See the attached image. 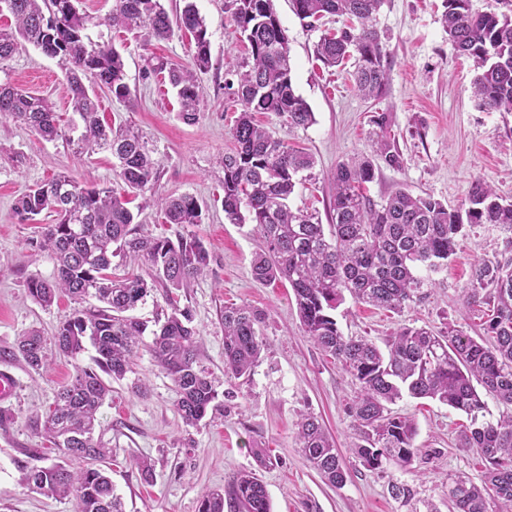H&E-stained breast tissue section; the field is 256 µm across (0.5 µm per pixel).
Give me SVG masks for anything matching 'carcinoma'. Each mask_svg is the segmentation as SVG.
I'll use <instances>...</instances> for the list:
<instances>
[{
	"mask_svg": "<svg viewBox=\"0 0 512 512\" xmlns=\"http://www.w3.org/2000/svg\"><path fill=\"white\" fill-rule=\"evenodd\" d=\"M15 28L0 29V62L11 58L24 41L64 66L71 104L81 120L77 138H68L78 154L106 150L116 159L113 171L130 192L156 206L165 223L194 226L203 211L191 195L145 197L156 174L146 143L129 128L114 129L99 115L96 89L123 100L129 95L125 62L112 46L93 42L86 30L92 18L79 11L78 0H4ZM227 12L248 44L249 58L227 83L242 103L230 135L232 152L224 154V213L235 223L250 220L264 239L253 261L260 282H287L292 289L302 330L325 355L336 359L358 384L349 407L359 430L354 454L369 470L394 461L405 467L415 455L416 425L396 416L389 405L402 397L430 398L466 415L459 447L474 451L484 466L477 484L464 476L448 482L452 512H490L494 498L512 502V415L486 418V399L512 406V257L481 259L472 270L468 303L483 308L484 335L474 338L452 326L435 333L403 326L381 350L364 336L348 337L337 327L332 311L349 293L356 302L400 312L421 297L426 280L421 270L436 272L460 245L465 224H495L512 232V202L487 183L472 182L465 208L450 210L431 197L399 190L376 204L364 194L374 178L372 159L353 158L337 164L332 175V224H321L307 210L294 209L290 198L300 175L313 168V157L275 138L255 119L272 114L290 128H306L314 113L295 93L288 39L273 0H226ZM296 13L313 25L327 16H345L351 23L324 35L316 46L327 66L358 57L355 85L365 97L378 96L387 80L388 53L374 27L384 0H293ZM443 24L448 42L473 59L477 69L474 94L482 107L512 112V18L493 10L474 12L470 0H444ZM107 26L146 32L170 39L176 32L193 37V68L182 69L158 59L148 60L149 73H168L176 90L178 115L187 124L198 121L202 86L197 74L211 64L205 18L193 0H184L175 16L161 0H114ZM91 82L86 87L83 79ZM0 120L28 128L44 140L66 136L48 98L25 88L0 84ZM372 153L390 168L401 169L403 158L387 140L389 117L373 116ZM130 200L110 187L82 184L66 174L27 187L14 212L34 221L45 211L57 222L42 226L38 248L54 260L51 280L27 282L30 296L43 307L65 296L77 308L61 321L52 341L38 330L18 336L15 350L29 368H47L53 353L76 357L90 344L95 355L76 366L71 380L56 393L31 427L49 443L31 456L54 461L23 467L24 484L48 496H71L77 512H124L108 473L111 449L95 436L98 415L111 396V382L133 372L140 351L172 380L175 409L187 426L196 427L220 407L215 381L203 365L198 329L189 309L178 301L210 262V251L197 235L173 241L134 226ZM142 259L147 276H112V258ZM165 288L170 312L164 321L148 322L128 315L157 287ZM89 297L100 306L84 310ZM265 313L247 307L224 309V373L248 378L266 346ZM299 447L311 466L332 486H343L349 470L335 442L311 414L297 423ZM271 512L264 484L250 471L233 480L225 495L208 491L198 512Z\"/></svg>",
	"mask_w": 512,
	"mask_h": 512,
	"instance_id": "obj_1",
	"label": "carcinoma"
}]
</instances>
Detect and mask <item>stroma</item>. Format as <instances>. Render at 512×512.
Here are the masks:
<instances>
[{
	"mask_svg": "<svg viewBox=\"0 0 512 512\" xmlns=\"http://www.w3.org/2000/svg\"><path fill=\"white\" fill-rule=\"evenodd\" d=\"M112 2L81 0L79 5L97 20L88 29L91 39L113 45L125 59L130 94L123 101L101 94V116L111 126L129 125L143 135L158 162L156 195L188 194L203 208V222L194 231L209 248L211 262L206 274L180 291L179 299L192 310L204 363L222 403L206 424L186 426L175 411L172 381L145 352L135 375L113 383L112 397L100 410V432L112 450V482L125 512H198L203 491L228 489L242 471L263 482L272 512H449V475L477 482L482 474L476 454L457 446L465 415L435 400L402 397L390 409L414 419L418 455L408 467L390 464L381 472L362 467L351 450L357 441L348 413L351 377L304 336L291 288L254 279L252 264L262 239L253 224L231 223L224 213L219 160L233 147L229 129L241 110L227 83L249 56L224 11V0H195L207 21L211 67L199 76L203 99L194 124L179 119L167 79L145 74L153 57L191 67L192 37L158 40L102 25ZM273 4L288 37L293 87L315 117L304 129L288 128L270 114L260 117L274 137L305 148L315 160L311 178L295 189L293 206L317 212L322 223H330L329 176L339 162L370 153L369 120L381 112L389 116L390 134L404 164L396 170L376 161L367 185L374 202L405 190L458 209L477 179L512 201V112L478 106L473 64L456 55L441 23L443 0H385L376 27L389 54L388 80L374 98L355 88L356 57L328 68L315 56L322 34L339 28L337 17L311 28L296 14L292 0ZM7 83L49 98L61 126L74 120L58 59L25 46L0 62V84ZM61 172L100 186L115 183L109 152L79 155L64 139L44 141L24 126L0 124V370L13 373L17 382L13 396L0 402V411L10 417L0 427V512H75L73 498H52L25 487L21 468L32 462L30 449L44 445L31 429L30 417L44 413L77 363L89 358L57 355L49 369L37 373L11 355L24 331L36 328L53 335L73 309L65 299L41 307L26 288L30 278L54 276L53 260L35 245L41 225L53 223V215L42 214L27 224L13 212L25 186ZM510 254L511 233L491 224L465 225L461 245L447 266L427 274L420 301L396 314L358 304L347 294L334 313L338 327L343 335L366 336L380 347L403 325L438 332L452 324L470 336L482 335L480 314L466 302L471 268L478 259ZM232 304L266 314V348L247 379L224 375V309ZM137 380L146 385L145 393L134 392ZM304 413L318 418L343 455L350 474L342 487L327 484L303 456L296 423ZM259 448L265 461L255 456ZM137 457L153 464L152 481L143 480L133 463ZM394 482L407 484L410 497H393Z\"/></svg>",
	"mask_w": 512,
	"mask_h": 512,
	"instance_id": "1",
	"label": "stroma"
}]
</instances>
